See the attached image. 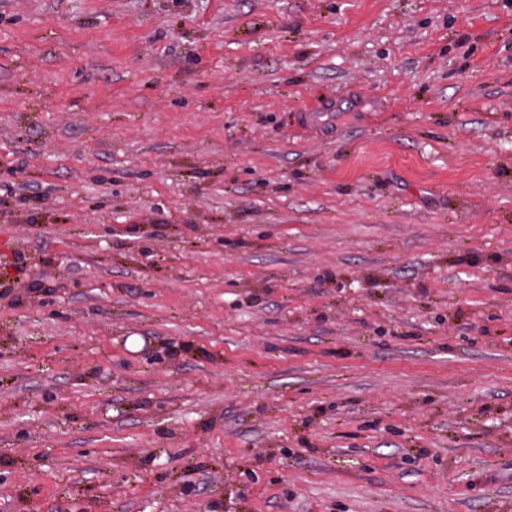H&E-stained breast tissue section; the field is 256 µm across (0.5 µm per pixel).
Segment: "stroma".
I'll list each match as a JSON object with an SVG mask.
<instances>
[{"label": "stroma", "instance_id": "1", "mask_svg": "<svg viewBox=\"0 0 512 512\" xmlns=\"http://www.w3.org/2000/svg\"><path fill=\"white\" fill-rule=\"evenodd\" d=\"M0 512H512V0H0Z\"/></svg>", "mask_w": 512, "mask_h": 512}]
</instances>
